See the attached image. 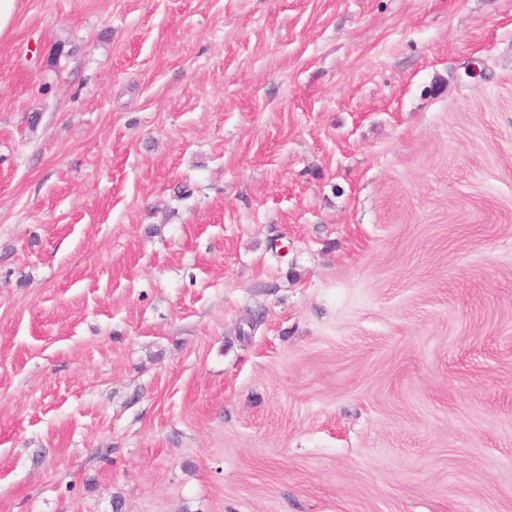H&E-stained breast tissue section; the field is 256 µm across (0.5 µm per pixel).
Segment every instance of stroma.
<instances>
[{"label": "stroma", "instance_id": "1", "mask_svg": "<svg viewBox=\"0 0 512 512\" xmlns=\"http://www.w3.org/2000/svg\"><path fill=\"white\" fill-rule=\"evenodd\" d=\"M0 512H512V0H17Z\"/></svg>", "mask_w": 512, "mask_h": 512}]
</instances>
